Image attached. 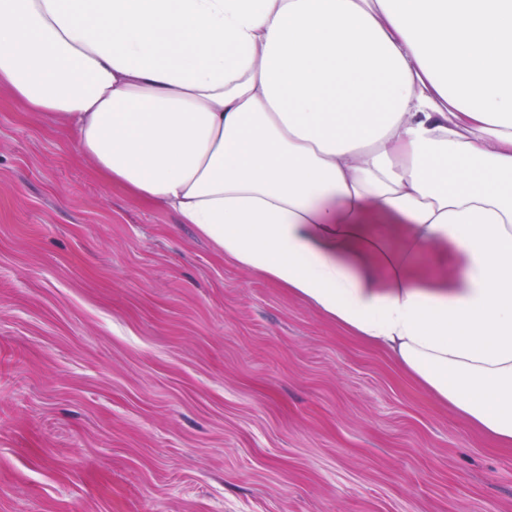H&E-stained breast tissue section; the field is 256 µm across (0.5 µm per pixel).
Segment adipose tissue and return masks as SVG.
Segmentation results:
<instances>
[{
    "instance_id": "adipose-tissue-1",
    "label": "adipose tissue",
    "mask_w": 512,
    "mask_h": 512,
    "mask_svg": "<svg viewBox=\"0 0 512 512\" xmlns=\"http://www.w3.org/2000/svg\"><path fill=\"white\" fill-rule=\"evenodd\" d=\"M1 90L512 447V0H0Z\"/></svg>"
}]
</instances>
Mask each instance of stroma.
<instances>
[{
	"instance_id": "35a3bbf8",
	"label": "stroma",
	"mask_w": 512,
	"mask_h": 512,
	"mask_svg": "<svg viewBox=\"0 0 512 512\" xmlns=\"http://www.w3.org/2000/svg\"><path fill=\"white\" fill-rule=\"evenodd\" d=\"M0 512H512V448L0 93Z\"/></svg>"
}]
</instances>
